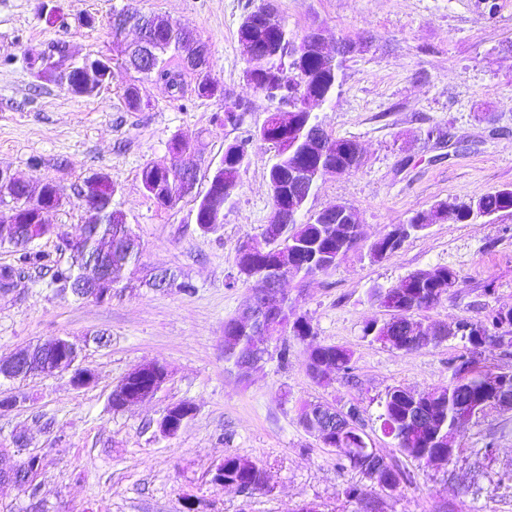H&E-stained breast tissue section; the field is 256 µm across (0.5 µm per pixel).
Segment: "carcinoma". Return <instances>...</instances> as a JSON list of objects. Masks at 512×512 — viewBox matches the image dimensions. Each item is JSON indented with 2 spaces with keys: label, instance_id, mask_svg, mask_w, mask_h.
<instances>
[{
  "label": "carcinoma",
  "instance_id": "1",
  "mask_svg": "<svg viewBox=\"0 0 512 512\" xmlns=\"http://www.w3.org/2000/svg\"><path fill=\"white\" fill-rule=\"evenodd\" d=\"M193 36L187 28L176 31L163 29L154 32L156 47V67L144 77H155L165 82L177 93L182 92V73L187 72L195 78V92L200 98H211L213 93L206 87L196 66L188 64L182 55V42ZM238 41H250L258 53L264 55L265 65H269L282 73L278 85L266 84L263 66L249 65V81L253 87L272 98L279 97L288 103H295L296 94L304 91L307 96L317 100H326L336 89L338 75L331 71L326 62L313 50H308L296 61L298 49L306 46L307 36L295 39L280 15L274 0H264L259 7L248 13L242 19L238 28ZM254 137L275 149V161L269 168L268 181L271 200L276 201L296 191V187L287 178H281L278 171L285 169L291 163L288 158V137L281 136L274 129L258 130ZM249 140L234 142L235 152H224L223 168L220 178L232 181L240 176L248 159ZM327 153L331 162L351 173L360 165L361 153L358 144L347 138H332ZM144 190L150 198L157 201L162 191L168 189L166 173L145 166L141 172ZM512 210V187H505L488 192L468 203L441 202L428 212H419L409 223L399 225L401 239L405 240L412 234L427 228L425 218L433 215L440 219L450 218L458 223H467L477 217H493L503 211ZM83 233L95 238L100 246L106 248L102 261L110 267L114 277L131 264L138 262L139 244L129 227L108 219L103 224L94 227H84ZM359 235L353 224L328 223L317 212L305 222L295 220L288 224L285 235L276 243L278 248H286L298 252L293 278L306 279L314 273L315 257L319 254H330L341 261L355 246L353 239ZM7 246L16 253L15 264L0 268V290L10 291L26 277L32 268H48L51 272L50 284L60 296L76 295L73 290L79 268L83 266L80 253L69 250L68 243L62 242L60 251L68 252L70 261L66 264L59 262L48 265L46 256L29 245L21 247L9 241ZM459 284L456 271L448 267L433 270H420L409 274L399 284L390 288L389 295L395 299L397 310L390 312V318L374 321L364 329V335L372 340L386 344L391 336L403 335V324L407 319L436 306L443 297L448 295V283ZM267 324L255 325L249 329L239 325L237 319L231 318L224 322V335L233 337L234 345H224V362L235 366L239 357L252 354L257 350L256 339L270 329ZM278 336L290 332L298 339L314 335L313 326L309 321L299 322L295 306L284 302L279 314V320L272 327ZM448 335L458 336L465 341V350L456 357L452 368L459 370L474 363L472 353L484 347L503 345L486 335L473 336L463 331H449ZM314 367L323 364L331 370L323 373L310 372L312 378L319 381L327 379L331 374L347 376L352 369L353 352L344 346L326 344L316 347ZM472 381L459 384L451 380L433 389L420 391L418 396L429 402L433 424L431 427H419L413 423V417L421 405L412 403L413 397L402 395V388L394 387L388 390L384 400V411L380 415L381 430L394 441V447L401 454L415 461L425 455L440 452L442 446L448 444V431L456 427L457 414L465 403L476 404L481 390V371L472 368ZM353 420L354 429L346 437L344 447L355 449L354 454L346 453L344 458L349 466L361 469L358 456L363 453L366 443L365 433L357 408L348 410ZM245 459L240 456L224 457V476L231 479L239 487L253 494L263 491L261 487L263 472L252 470L243 465Z\"/></svg>",
  "mask_w": 512,
  "mask_h": 512
}]
</instances>
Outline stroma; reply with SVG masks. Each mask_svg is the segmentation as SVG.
<instances>
[{
    "label": "stroma",
    "mask_w": 512,
    "mask_h": 512,
    "mask_svg": "<svg viewBox=\"0 0 512 512\" xmlns=\"http://www.w3.org/2000/svg\"><path fill=\"white\" fill-rule=\"evenodd\" d=\"M261 2L55 0L49 22L38 12L40 0H0V170L35 188L55 183L63 197L46 217L53 233L36 249L67 262L57 246L80 236L89 215L78 191L95 173L112 181V207L141 245L136 278L122 279L111 301L58 296L49 272L38 268L25 284L0 292V358L65 337L95 375L82 389L66 374L0 379V393L20 399L0 409V470L30 454L42 460L38 497L1 483L0 512H297L305 502L322 512H512V412L489 407L477 414L442 467L405 457L380 428L389 389L423 391L449 381L460 338L406 353L364 334L367 322L389 316L372 290L418 270L445 266L461 277L460 287L423 313L429 323L477 321L488 309L512 307V210L465 224L437 222L380 260L369 252L393 225L437 203L512 186V0H277L294 34L319 26L328 48L342 40L358 45L343 60L333 96L314 114L328 134L358 142L362 163L350 174L323 177L306 212L346 204L362 239L327 274L285 281L313 336L288 337L286 357L239 371L224 361V323L252 290L236 279L237 256L259 238L272 208L274 150L254 134L285 106L244 76L237 30ZM127 8L192 29L208 46L221 96L197 97L190 77L177 94L121 68L108 89L81 98L28 65V57L60 43L76 60L116 54L112 14ZM134 80L145 102L138 110L123 98ZM228 105L239 106V125L225 124ZM178 139L196 151V195L207 191L225 143L250 142L223 220L206 230L194 221V197L164 209L141 183L146 164L172 163ZM160 270L177 273L192 292L144 286ZM488 285L493 293H485ZM97 331L108 334L107 345L90 342ZM319 344L352 351L349 376L319 382L308 375V351ZM145 362L166 367L161 390L112 409L113 388ZM317 401L359 407L369 446L409 473L410 483L394 493L371 486L338 450L324 447L299 422L301 405ZM178 403L194 406V414L175 436L162 435L157 423ZM228 455L262 466L269 491L242 496L214 484ZM352 484L363 488L361 499L346 496Z\"/></svg>",
    "instance_id": "obj_1"
}]
</instances>
